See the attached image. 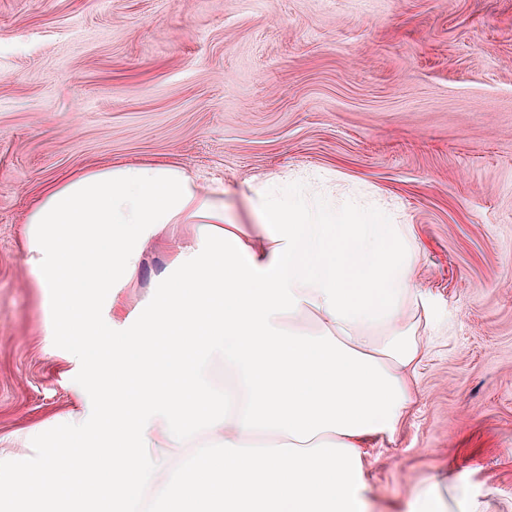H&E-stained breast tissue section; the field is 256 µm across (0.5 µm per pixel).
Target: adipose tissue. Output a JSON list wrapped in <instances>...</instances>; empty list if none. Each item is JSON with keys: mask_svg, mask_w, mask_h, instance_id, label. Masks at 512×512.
Returning <instances> with one entry per match:
<instances>
[{"mask_svg": "<svg viewBox=\"0 0 512 512\" xmlns=\"http://www.w3.org/2000/svg\"><path fill=\"white\" fill-rule=\"evenodd\" d=\"M270 248L224 225L223 187L176 165L68 176L26 217L27 263L48 328L86 369L80 410L39 465L0 464V501L70 497L127 512H369L364 445L393 437L426 353L408 316L429 318L408 225L377 211L256 195ZM171 224L192 238L162 274L169 295L136 318L116 288ZM315 314L319 329L303 322ZM223 360V394L206 368ZM214 443L178 485L181 449ZM415 512H484L456 485L418 489Z\"/></svg>", "mask_w": 512, "mask_h": 512, "instance_id": "adipose-tissue-1", "label": "adipose tissue"}]
</instances>
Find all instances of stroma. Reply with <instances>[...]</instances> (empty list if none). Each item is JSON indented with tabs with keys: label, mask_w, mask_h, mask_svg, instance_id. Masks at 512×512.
<instances>
[{
	"label": "stroma",
	"mask_w": 512,
	"mask_h": 512,
	"mask_svg": "<svg viewBox=\"0 0 512 512\" xmlns=\"http://www.w3.org/2000/svg\"><path fill=\"white\" fill-rule=\"evenodd\" d=\"M143 163L223 183L253 238L262 182L388 203L434 315L413 404L363 449L373 512L439 474L512 512V0H0L1 456L39 462L78 409L25 218L73 173ZM190 233L145 248L126 313L166 299Z\"/></svg>",
	"instance_id": "1"
}]
</instances>
